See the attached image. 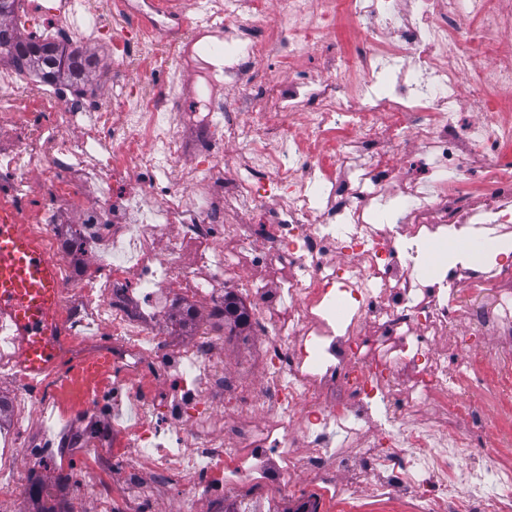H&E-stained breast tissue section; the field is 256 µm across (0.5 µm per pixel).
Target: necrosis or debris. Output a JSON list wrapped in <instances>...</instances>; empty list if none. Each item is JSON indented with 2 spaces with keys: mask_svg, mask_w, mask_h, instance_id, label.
<instances>
[{
  "mask_svg": "<svg viewBox=\"0 0 512 512\" xmlns=\"http://www.w3.org/2000/svg\"><path fill=\"white\" fill-rule=\"evenodd\" d=\"M341 1L366 25L351 54L325 38ZM215 10L217 25L168 12L116 33L99 0H60L39 40L106 43L108 94L0 64V209L42 239L62 283L56 371L23 375L0 318V375L18 391L0 401L13 418L0 424V503L155 512L173 494L178 512L228 499L257 512L249 490L288 499L309 483L312 512L398 491L409 512H512V250L419 279L397 247L404 232L490 238L512 224V165L499 161L512 119L497 102L512 93V56L497 53L512 17L495 0ZM312 55L325 80L258 72ZM174 68L199 76L176 112ZM405 141L418 154L394 153ZM193 151L212 165L183 169ZM473 162L485 180L461 191ZM405 170L413 205L389 228L377 202ZM229 294L257 340L256 365L231 372ZM173 313L186 338L167 331ZM45 467L48 487L34 482Z\"/></svg>",
  "mask_w": 512,
  "mask_h": 512,
  "instance_id": "4bbe7bcc",
  "label": "necrosis or debris"
}]
</instances>
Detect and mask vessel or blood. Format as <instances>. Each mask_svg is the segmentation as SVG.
I'll use <instances>...</instances> for the list:
<instances>
[{
    "label": "vessel or blood",
    "instance_id": "obj_1",
    "mask_svg": "<svg viewBox=\"0 0 512 512\" xmlns=\"http://www.w3.org/2000/svg\"><path fill=\"white\" fill-rule=\"evenodd\" d=\"M60 288L54 257L21 224L0 223V316L19 334L18 365L30 377L55 367L44 336Z\"/></svg>",
    "mask_w": 512,
    "mask_h": 512
}]
</instances>
